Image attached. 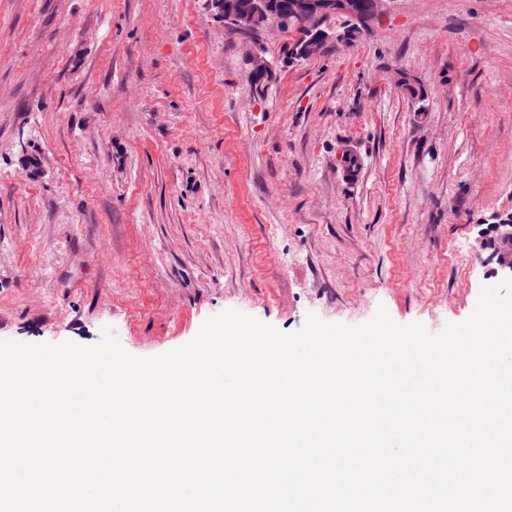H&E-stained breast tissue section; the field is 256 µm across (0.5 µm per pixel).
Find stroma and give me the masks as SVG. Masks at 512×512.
<instances>
[{
  "label": "stroma",
  "instance_id": "stroma-1",
  "mask_svg": "<svg viewBox=\"0 0 512 512\" xmlns=\"http://www.w3.org/2000/svg\"><path fill=\"white\" fill-rule=\"evenodd\" d=\"M297 37L262 31L260 98L209 0H0V340L472 315L506 279L474 246L512 221V0H391L301 62Z\"/></svg>",
  "mask_w": 512,
  "mask_h": 512
}]
</instances>
